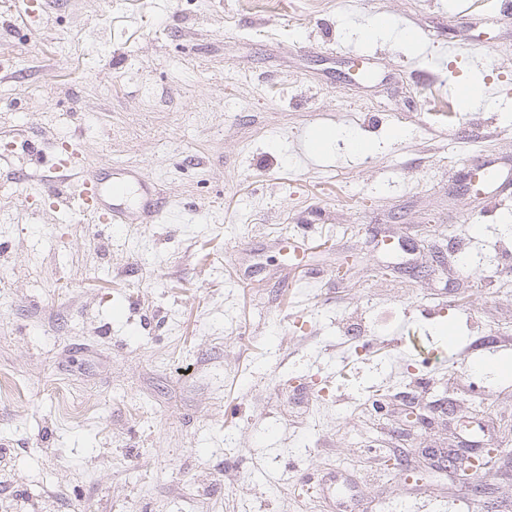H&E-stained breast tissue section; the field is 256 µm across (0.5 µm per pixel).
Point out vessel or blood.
Wrapping results in <instances>:
<instances>
[{"label":"vessel or blood","mask_w":512,"mask_h":512,"mask_svg":"<svg viewBox=\"0 0 512 512\" xmlns=\"http://www.w3.org/2000/svg\"><path fill=\"white\" fill-rule=\"evenodd\" d=\"M79 167L74 159L59 161L54 167L55 177L44 183L43 194L59 197L69 173ZM73 202L79 213L93 224H135L142 215L156 217L164 209L161 198L130 165H118L106 173L82 175Z\"/></svg>","instance_id":"vessel-or-blood-1"}]
</instances>
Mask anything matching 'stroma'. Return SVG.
I'll return each mask as SVG.
<instances>
[{
    "label": "stroma",
    "mask_w": 512,
    "mask_h": 512,
    "mask_svg": "<svg viewBox=\"0 0 512 512\" xmlns=\"http://www.w3.org/2000/svg\"><path fill=\"white\" fill-rule=\"evenodd\" d=\"M25 9L0 0V154L38 142L47 176L71 145L171 207L91 224L0 167V512H512V371L480 368L512 362L492 0ZM477 446L480 495L423 455Z\"/></svg>",
    "instance_id": "1"
}]
</instances>
